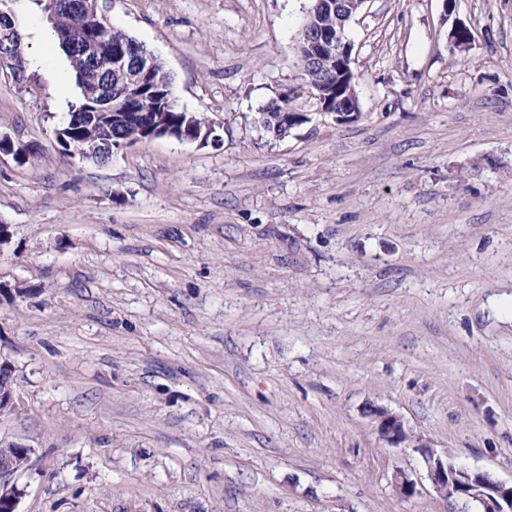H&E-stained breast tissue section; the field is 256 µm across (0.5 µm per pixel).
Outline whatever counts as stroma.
Returning a JSON list of instances; mask_svg holds the SVG:
<instances>
[{
	"mask_svg": "<svg viewBox=\"0 0 512 512\" xmlns=\"http://www.w3.org/2000/svg\"><path fill=\"white\" fill-rule=\"evenodd\" d=\"M44 4L11 0L25 68L0 60V134L34 149L0 156L19 512H477L369 403L511 481L512 0H367L359 118L295 96L281 139L258 117L312 0H108L213 133L105 164L56 139L79 89ZM365 413L377 423V431L380 438L390 447L397 448L407 441L416 443V448H432L420 437L411 436L405 429L400 417L387 409L369 404Z\"/></svg>",
	"mask_w": 512,
	"mask_h": 512,
	"instance_id": "obj_1",
	"label": "stroma"
}]
</instances>
